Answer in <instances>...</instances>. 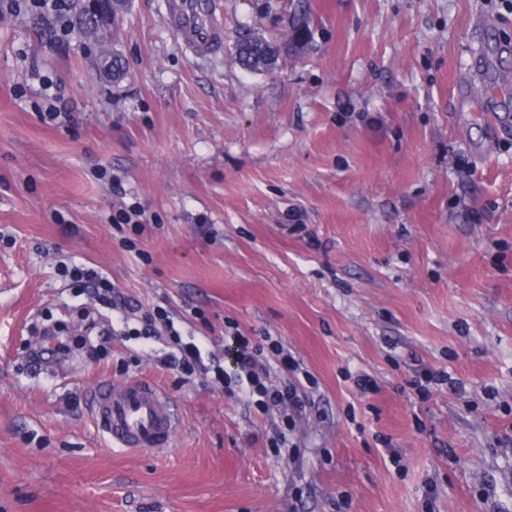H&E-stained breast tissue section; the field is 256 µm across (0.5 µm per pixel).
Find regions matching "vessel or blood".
Returning a JSON list of instances; mask_svg holds the SVG:
<instances>
[{
	"mask_svg": "<svg viewBox=\"0 0 512 512\" xmlns=\"http://www.w3.org/2000/svg\"><path fill=\"white\" fill-rule=\"evenodd\" d=\"M165 15L177 40L196 57L221 49L223 0H166ZM91 417L99 435L113 447L131 452L165 451L180 425L170 399L144 381L99 387L91 401Z\"/></svg>",
	"mask_w": 512,
	"mask_h": 512,
	"instance_id": "1",
	"label": "vessel or blood"
}]
</instances>
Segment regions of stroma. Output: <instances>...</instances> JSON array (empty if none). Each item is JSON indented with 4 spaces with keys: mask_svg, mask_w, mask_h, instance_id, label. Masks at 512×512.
<instances>
[{
    "mask_svg": "<svg viewBox=\"0 0 512 512\" xmlns=\"http://www.w3.org/2000/svg\"><path fill=\"white\" fill-rule=\"evenodd\" d=\"M223 2L224 50L197 60L164 0H133L117 80L93 43L0 13V512H512V0ZM245 31L272 70L236 64ZM35 69L71 122L41 120ZM134 201L141 230L114 221ZM76 266L166 308L223 385L106 308L97 357L31 359L93 304ZM228 325L298 364L272 374L306 394L291 430ZM426 368L463 392L421 398ZM140 379L180 416L166 452L89 417L98 385Z\"/></svg>",
    "mask_w": 512,
    "mask_h": 512,
    "instance_id": "35a3bbf8",
    "label": "stroma"
}]
</instances>
